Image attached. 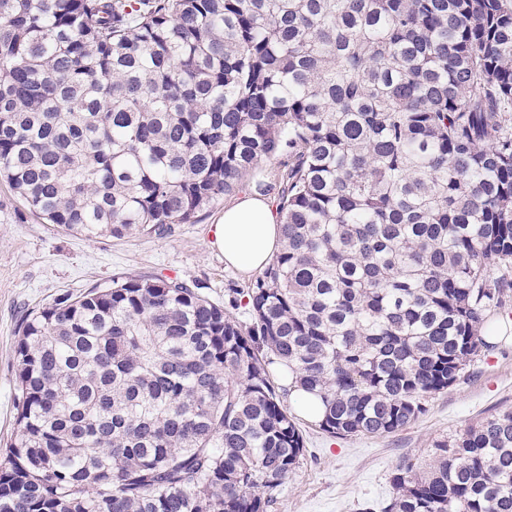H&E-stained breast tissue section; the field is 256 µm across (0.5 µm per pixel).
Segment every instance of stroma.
Returning <instances> with one entry per match:
<instances>
[{
    "label": "stroma",
    "mask_w": 512,
    "mask_h": 512,
    "mask_svg": "<svg viewBox=\"0 0 512 512\" xmlns=\"http://www.w3.org/2000/svg\"><path fill=\"white\" fill-rule=\"evenodd\" d=\"M234 200L231 194L220 198L196 223L175 225L163 237L89 239L40 223L7 184H0V447L16 433L15 345L21 317L60 294L107 286L117 276L176 277L199 284L211 301L223 303L227 288H244L253 280L226 266L211 245L212 224ZM489 316L506 321L505 334L494 337L493 350L475 363L469 378L430 398L426 412L405 428L384 436L338 438L298 414L304 455L271 512L381 507L392 494L391 474L401 460L426 464L435 441L457 437L470 425L512 407V300Z\"/></svg>",
    "instance_id": "1"
}]
</instances>
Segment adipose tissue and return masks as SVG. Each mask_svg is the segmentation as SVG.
Returning <instances> with one entry per match:
<instances>
[{
  "instance_id": "obj_1",
  "label": "adipose tissue",
  "mask_w": 512,
  "mask_h": 512,
  "mask_svg": "<svg viewBox=\"0 0 512 512\" xmlns=\"http://www.w3.org/2000/svg\"><path fill=\"white\" fill-rule=\"evenodd\" d=\"M211 245L226 266L248 274L264 268L281 240V215L270 198L243 193L213 226Z\"/></svg>"
}]
</instances>
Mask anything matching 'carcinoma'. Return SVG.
<instances>
[{
    "instance_id": "carcinoma-1",
    "label": "carcinoma",
    "mask_w": 512,
    "mask_h": 512,
    "mask_svg": "<svg viewBox=\"0 0 512 512\" xmlns=\"http://www.w3.org/2000/svg\"><path fill=\"white\" fill-rule=\"evenodd\" d=\"M283 152L249 321L146 276L24 317L0 512H268L283 396L393 433L512 296V0H0V180L45 223L166 236ZM391 483L382 512H512V410Z\"/></svg>"
}]
</instances>
